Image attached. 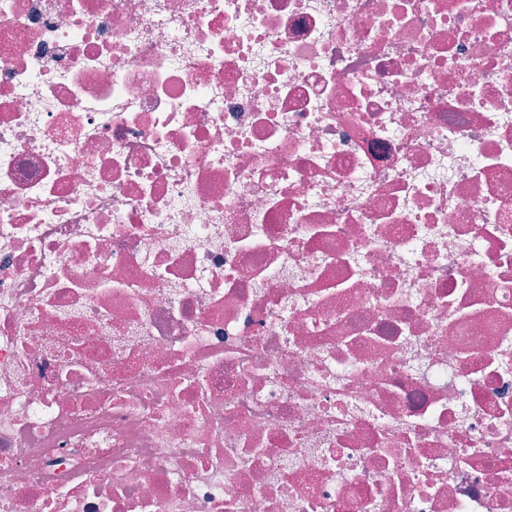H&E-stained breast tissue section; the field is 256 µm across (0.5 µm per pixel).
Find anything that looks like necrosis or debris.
Returning a JSON list of instances; mask_svg holds the SVG:
<instances>
[{"label": "necrosis or debris", "instance_id": "necrosis-or-debris-1", "mask_svg": "<svg viewBox=\"0 0 512 512\" xmlns=\"http://www.w3.org/2000/svg\"><path fill=\"white\" fill-rule=\"evenodd\" d=\"M0 512H512V0H0Z\"/></svg>", "mask_w": 512, "mask_h": 512}]
</instances>
